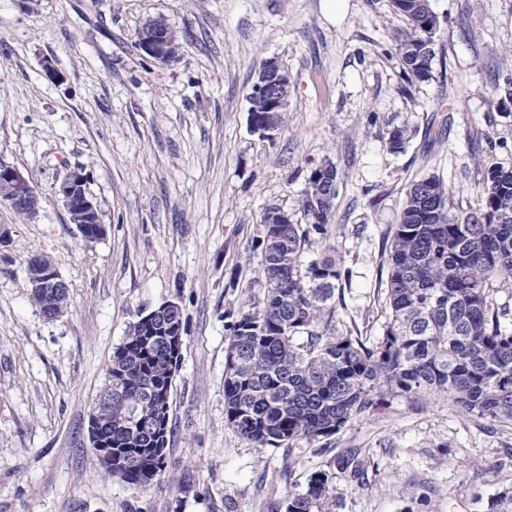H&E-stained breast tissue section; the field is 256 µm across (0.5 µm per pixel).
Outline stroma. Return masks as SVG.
<instances>
[{
  "label": "stroma",
  "instance_id": "35a3bbf8",
  "mask_svg": "<svg viewBox=\"0 0 512 512\" xmlns=\"http://www.w3.org/2000/svg\"><path fill=\"white\" fill-rule=\"evenodd\" d=\"M430 7L441 22L432 77L410 84L391 0H345L333 18L325 0H0V156L40 197L32 219L0 204V512H284L288 491L318 472L335 512H512V428L446 400L388 394L289 449L249 444L224 412L242 284L263 296L255 245L267 209L304 223L312 172L335 165L337 328L374 340L387 325L386 232L410 182L439 177L465 212L482 171L512 168V101L490 95L512 49V0ZM159 16L182 44L167 64L134 46ZM268 58L290 96L263 138L248 109ZM74 169L106 226L90 245L56 193ZM34 257L69 285L53 320L30 298ZM165 302L182 311L185 345L166 468L141 489L101 469L89 417L128 325Z\"/></svg>",
  "mask_w": 512,
  "mask_h": 512
}]
</instances>
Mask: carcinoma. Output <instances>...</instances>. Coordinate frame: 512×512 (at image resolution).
<instances>
[{
    "mask_svg": "<svg viewBox=\"0 0 512 512\" xmlns=\"http://www.w3.org/2000/svg\"><path fill=\"white\" fill-rule=\"evenodd\" d=\"M406 22L395 51L409 79L432 78L439 20L423 0H392ZM490 92L512 100V50ZM307 188L303 224H261L256 240L263 298L230 326L224 377L228 424L256 447H292L336 434L385 393L438 396L457 413L512 426V316L493 296L512 288V170L482 172L477 206L460 211L436 176L409 185L386 262L388 324L370 343L338 333L341 271L305 252L327 239L334 201ZM132 323L114 348L112 410L92 408L112 434L110 476L143 487L159 476L170 417L152 419L147 392L171 395L182 349ZM285 512H334L329 477L291 491Z\"/></svg>",
    "mask_w": 512,
    "mask_h": 512,
    "instance_id": "1",
    "label": "carcinoma"
}]
</instances>
